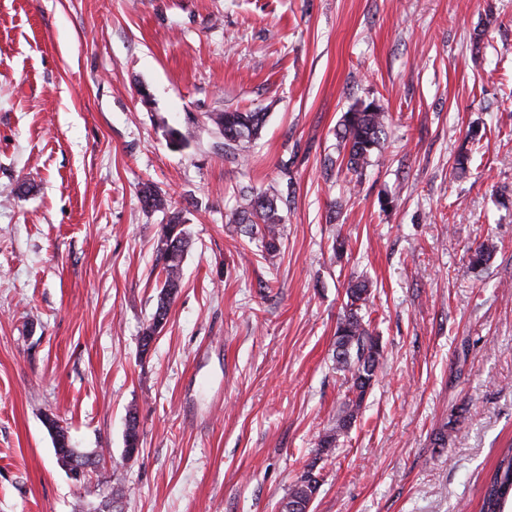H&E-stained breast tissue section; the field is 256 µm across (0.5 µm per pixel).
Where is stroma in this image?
Returning a JSON list of instances; mask_svg holds the SVG:
<instances>
[{
    "label": "stroma",
    "mask_w": 512,
    "mask_h": 512,
    "mask_svg": "<svg viewBox=\"0 0 512 512\" xmlns=\"http://www.w3.org/2000/svg\"><path fill=\"white\" fill-rule=\"evenodd\" d=\"M362 101L388 125L353 186L327 160ZM235 109L267 114L243 156L206 118ZM148 182L190 244L144 353ZM243 184L279 192L273 259L228 221ZM357 276L383 368L321 457ZM48 414L97 459L81 482ZM511 440L512 0H0V512H95L118 486L123 512H279L310 463L311 512H468ZM497 252V244L491 237L485 238L468 251V263L473 269L485 268ZM44 424L49 431L58 463L75 481H80L88 470L89 465L84 460L70 457V440L68 433L60 422L52 415H45Z\"/></svg>",
    "instance_id": "stroma-1"
}]
</instances>
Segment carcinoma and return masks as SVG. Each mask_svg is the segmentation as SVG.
I'll use <instances>...</instances> for the list:
<instances>
[{
  "instance_id": "obj_1",
  "label": "carcinoma",
  "mask_w": 512,
  "mask_h": 512,
  "mask_svg": "<svg viewBox=\"0 0 512 512\" xmlns=\"http://www.w3.org/2000/svg\"><path fill=\"white\" fill-rule=\"evenodd\" d=\"M209 122L224 138V148L242 154L257 137L266 120V113L257 110H226L211 112ZM387 117L380 105L371 101L350 107L342 117L339 138L343 145L346 171L357 177L370 164L371 156L381 149L386 136ZM167 144L174 150L186 148L192 137L190 127H170L164 133ZM242 203L229 223L246 225L249 239H257L269 256L279 251L285 236L282 217L278 214L274 191L255 187L240 190ZM141 205L146 210L162 212L167 222L160 226L157 252L163 267L161 289L155 311L140 337L141 352L149 350V340L165 326L171 302L182 284V265L188 246V234L181 212L174 209L167 193L151 183L139 190ZM497 252V244L491 237L485 238L468 251V263L474 269L485 268ZM346 302L336 322L334 336V360L336 371L350 381L349 395L342 405L335 424L319 436V453L327 454L337 446L340 437L346 435L359 410L367 391L373 385L382 367L383 350L379 338L370 331L363 309L370 296L368 280L350 278L345 289ZM321 486L320 474L309 466L297 479L281 502L280 512H289L288 506L314 496ZM512 499V442L505 446L497 464L485 483L479 512H505L507 501Z\"/></svg>"
}]
</instances>
